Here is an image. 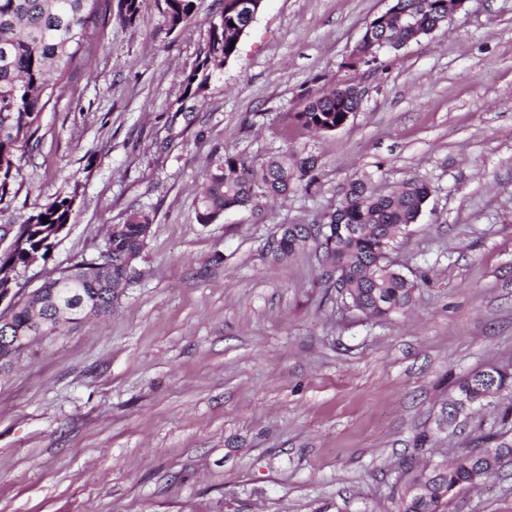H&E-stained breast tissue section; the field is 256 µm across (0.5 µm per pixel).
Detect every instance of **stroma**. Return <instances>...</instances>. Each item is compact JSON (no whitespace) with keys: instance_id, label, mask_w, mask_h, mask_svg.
I'll use <instances>...</instances> for the list:
<instances>
[{"instance_id":"1","label":"stroma","mask_w":512,"mask_h":512,"mask_svg":"<svg viewBox=\"0 0 512 512\" xmlns=\"http://www.w3.org/2000/svg\"><path fill=\"white\" fill-rule=\"evenodd\" d=\"M118 4L100 0L38 142L15 154L0 224L73 202L47 259L19 270V296L102 260L130 212L153 223L110 316L33 340L0 375V512H391L409 466L474 446L512 402L437 423L453 379L512 364V0H468L370 65L352 57L385 0H264L196 99L184 79L218 0H197L180 32L163 0L131 24ZM339 83L363 93L344 127L294 122ZM287 151L316 158L314 185L198 221L225 154ZM364 174L382 192L431 188L391 253L414 303L387 320L349 309L313 246L266 253ZM450 512H512V464Z\"/></svg>"}]
</instances>
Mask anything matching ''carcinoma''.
<instances>
[{"label":"carcinoma","mask_w":512,"mask_h":512,"mask_svg":"<svg viewBox=\"0 0 512 512\" xmlns=\"http://www.w3.org/2000/svg\"><path fill=\"white\" fill-rule=\"evenodd\" d=\"M99 0H0V212L15 198L16 151L38 140L40 116L62 82L64 69L79 56L88 34L97 27ZM170 30H184L194 19L196 0H163ZM235 0H221L210 20L204 58L187 77L185 92L198 97L213 76L233 60L244 22L233 9ZM440 0H394L393 19L365 48L372 62L398 51L418 35L448 24ZM361 94L353 85L337 84L309 97L295 122L308 130L331 132L345 125L360 109ZM315 159L295 153L273 157L255 167L239 155L224 154V162L209 173L200 188L198 220L209 224L224 211L246 207L257 192L271 197L288 195L296 185L314 180ZM430 187L409 181L397 191L380 193L366 176L347 185L339 205L324 214L321 224H288L266 251L276 258L291 254L307 242L322 253L335 275L334 287L348 307L374 319H387L409 308L415 282L390 261L397 237L416 223L430 197ZM47 221H42V218ZM71 219L68 198L55 197L18 225L22 246L0 250V268H22L30 260L47 257L57 231ZM153 218L132 213L109 234V247L98 270L97 262H80L42 285L39 303L14 309L0 326L3 336H34L35 328L54 331L112 312L128 285L126 269L143 249ZM512 393V365H491L459 379L445 411L455 420L469 415L489 394ZM481 449H460L450 460L411 475L422 482L420 492H402L394 512H448L461 491L487 479L509 464L512 435L490 432Z\"/></svg>","instance_id":"cac0c4a2"}]
</instances>
